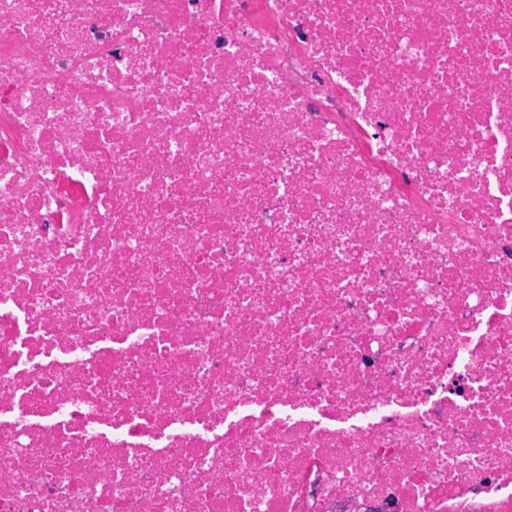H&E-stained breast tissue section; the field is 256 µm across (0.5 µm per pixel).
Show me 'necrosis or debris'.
Instances as JSON below:
<instances>
[{
	"label": "necrosis or debris",
	"mask_w": 512,
	"mask_h": 512,
	"mask_svg": "<svg viewBox=\"0 0 512 512\" xmlns=\"http://www.w3.org/2000/svg\"><path fill=\"white\" fill-rule=\"evenodd\" d=\"M0 512H512V0H0Z\"/></svg>",
	"instance_id": "1"
}]
</instances>
